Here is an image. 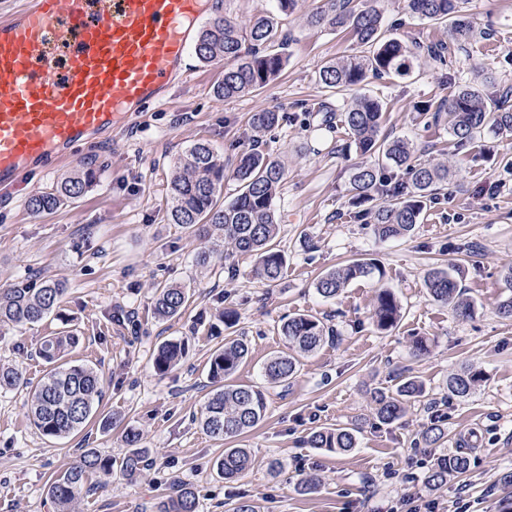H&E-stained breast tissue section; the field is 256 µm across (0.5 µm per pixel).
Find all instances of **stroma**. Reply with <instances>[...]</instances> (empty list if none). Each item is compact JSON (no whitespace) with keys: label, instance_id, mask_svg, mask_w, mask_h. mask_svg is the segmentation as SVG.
Wrapping results in <instances>:
<instances>
[{"label":"stroma","instance_id":"obj_1","mask_svg":"<svg viewBox=\"0 0 512 512\" xmlns=\"http://www.w3.org/2000/svg\"><path fill=\"white\" fill-rule=\"evenodd\" d=\"M326 3L297 0L292 13L281 15L275 0H223L221 16L241 25L278 15L291 43L277 79L227 100L216 92L220 71L190 56L191 71L175 81L168 100L146 106L124 130L89 139L54 171L28 175L11 201L0 200V287L31 271L70 281L60 316L34 326L0 325V360L22 364L27 378L39 381L46 367L31 351L43 336L76 329L80 342L71 356L101 372L99 410L112 420L107 429L94 419L75 437L51 440L31 427L27 392L0 393V512H55L50 480L86 447L121 457L130 427L143 436L150 470L134 482L113 472L83 500L82 512H156L175 476L195 488L198 512H232L242 501L258 512H388L407 494L456 512L454 489L430 487L425 474L436 458L460 452L470 459L462 477L469 512H512V318L499 311L508 294L502 272L512 266V134L487 133L460 150L444 122L424 110L486 66L495 78L488 93L512 87V0H465L478 33L446 65L421 54L411 77L367 79L365 93L384 105L381 136L407 139L416 159L447 164L452 174L445 198L427 208L421 224L388 240L350 219V165L359 156L349 149L348 130L322 124L320 106L337 99L320 84V69L363 52L350 31L307 26V16ZM379 7L388 34L422 43L448 38L446 28L412 14L406 0H379ZM263 109L283 120L257 135L251 118ZM256 137L287 170L274 208L288 266L274 283L255 276L249 254L196 266L202 241L166 215L172 165L187 147L209 142L230 169ZM76 170L94 176L81 197L50 214L28 210L29 197ZM355 258L375 260L383 279L355 280L330 300L319 296L318 277ZM451 264L461 267V287L474 302L466 319L424 288L430 269ZM172 280L190 288L193 301L176 319H155V289ZM383 288L402 306L388 331L372 318ZM228 307L238 313L236 335L250 347L232 381L263 390L267 408L254 429L224 442L210 437L198 417L210 392L209 356L224 342L218 314ZM294 314L326 319L335 339L302 357L288 388H272L262 366L286 350L278 327ZM417 336L429 344L421 357L411 351ZM178 339L189 343L186 358L157 374L155 351ZM465 367L485 379L460 400L449 395L448 377ZM406 369L423 383L424 398L395 423L378 424L373 392H394ZM436 417L448 439L428 448L422 434ZM342 427L358 431L351 451L307 442L311 431ZM228 447L252 452L249 469L233 481L214 469ZM274 459L280 467L273 472ZM309 475L321 485L305 494L299 482Z\"/></svg>","mask_w":512,"mask_h":512}]
</instances>
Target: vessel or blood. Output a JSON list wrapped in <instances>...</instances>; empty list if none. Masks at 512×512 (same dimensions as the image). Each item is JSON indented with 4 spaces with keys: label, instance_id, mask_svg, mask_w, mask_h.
Listing matches in <instances>:
<instances>
[{
    "label": "vessel or blood",
    "instance_id": "obj_1",
    "mask_svg": "<svg viewBox=\"0 0 512 512\" xmlns=\"http://www.w3.org/2000/svg\"><path fill=\"white\" fill-rule=\"evenodd\" d=\"M215 0H23L0 15V192L165 99Z\"/></svg>",
    "mask_w": 512,
    "mask_h": 512
}]
</instances>
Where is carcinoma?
I'll return each instance as SVG.
<instances>
[{"label": "carcinoma", "instance_id": "carcinoma-1", "mask_svg": "<svg viewBox=\"0 0 512 512\" xmlns=\"http://www.w3.org/2000/svg\"><path fill=\"white\" fill-rule=\"evenodd\" d=\"M410 11L421 19L448 27L451 44L432 43L426 46L427 55L442 64L451 54V46L465 44L474 33L473 21L462 13L460 0H407ZM307 25L331 31L349 30L369 54L352 56L332 62L320 71L324 87L344 95L353 94L352 101L336 108L340 122L353 138L356 150L365 160L352 164L349 180L351 204L361 207L373 200L381 188L387 187V200L374 209L362 210L367 223L381 238L410 234L420 223L428 205L448 183V166L441 163H422L414 159V147L406 139L379 138L383 104L362 92L369 76L409 77L412 74V51L397 38L385 36L381 28V12L372 0L356 4L354 0H328V7L307 17ZM282 49L273 50L276 42ZM288 38L279 34L277 22L270 15L255 18L251 27L242 29L236 22L218 18L204 26L197 37L195 53L204 63H223L218 89L224 98H237L253 93L275 80L284 70L288 56L283 48ZM459 83L455 92L435 108V117L445 116L448 135L463 146L476 135L487 131L493 134L512 132V94L492 99L485 93L484 83ZM282 116L274 109L257 112L252 125L270 130L279 126ZM402 179L392 181L394 171ZM287 171L279 161L262 151L255 140L242 154L232 171L238 184L237 194L224 201V159L209 144L197 142L189 146L173 164L168 182L167 213L172 224L197 233L206 241L220 240L238 252L256 255V276L268 283L280 279L288 259L275 244L280 225L273 202L280 194ZM93 181L91 173H70L50 188L32 195L27 208L33 214L52 213L61 205L81 196ZM383 276L380 266L370 260L357 258L346 265L325 272L316 282L317 293L335 298L350 282L372 275ZM446 269L431 270L424 287L436 302L452 306L462 317L469 316L473 302L461 294L455 275ZM70 288L69 280L23 278L0 289V323L33 325L50 315L61 312V304ZM192 294L181 284H164L157 288L152 314L159 320L179 317L189 306ZM376 325L381 330L395 327L401 318V305L395 293L383 288L374 306ZM289 351L268 358L263 365L264 377L273 387L285 386L298 373L299 357L312 354L333 340V329L318 317L308 314L289 315L278 328ZM80 337L64 330L44 337L37 357L49 371L37 384L26 379L18 366L0 364V391L29 390L30 424L44 437L67 438L80 432L95 415L103 397L102 380L98 371L87 364L69 361L66 356L79 344ZM183 340H168L160 344L154 355L157 373L165 374L186 356ZM250 354L248 343L233 339L216 348L210 357L207 372L210 395L200 413L199 424L206 433L217 439H232L255 428L263 419L266 397L263 391L251 386L229 384ZM483 381L477 370L464 368L448 377V393L466 398ZM424 394L417 377H400L395 393L377 390L372 396L378 423L390 425L399 420L404 403ZM127 451L115 462L99 448H84L79 461L52 478L49 496L57 512H78L80 495L101 486L112 476L114 464L128 479H137L149 467V455L142 446V436L134 428L125 431ZM312 448H328L346 452L355 447L356 434L352 428L316 430L307 439ZM250 465L246 448H226L216 462V472L232 479ZM468 456L448 455L432 467L426 482L444 487L448 479L467 471ZM97 482H92V478ZM198 498L192 486L179 478L171 483V493L157 506V512H197Z\"/></svg>", "mask_w": 512, "mask_h": 512}]
</instances>
